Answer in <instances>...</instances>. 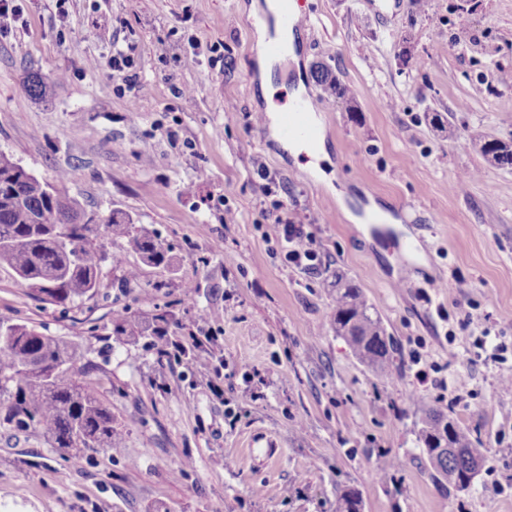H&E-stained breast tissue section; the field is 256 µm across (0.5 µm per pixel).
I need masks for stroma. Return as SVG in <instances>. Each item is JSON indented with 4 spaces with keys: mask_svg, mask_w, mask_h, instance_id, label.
Listing matches in <instances>:
<instances>
[{
    "mask_svg": "<svg viewBox=\"0 0 512 512\" xmlns=\"http://www.w3.org/2000/svg\"><path fill=\"white\" fill-rule=\"evenodd\" d=\"M300 3L309 24L275 55L268 96L246 26L267 0H68L63 16L24 0L0 38V152L62 180L103 258L96 293L64 307L0 266V318L76 343L117 429L78 459L33 430L0 435V512H336L348 488L364 512H512V170L475 139L512 141V0ZM118 49L140 63L139 96L109 66ZM319 65L349 98L327 99ZM297 91L318 105L315 170L255 120ZM275 208L317 271L285 263ZM114 212L164 262L124 251ZM336 269L397 342L391 382L333 329ZM159 328L205 343L162 360ZM430 408L485 458L468 489L433 478ZM261 435L272 457H247Z\"/></svg>",
    "mask_w": 512,
    "mask_h": 512,
    "instance_id": "35a3bbf8",
    "label": "stroma"
}]
</instances>
